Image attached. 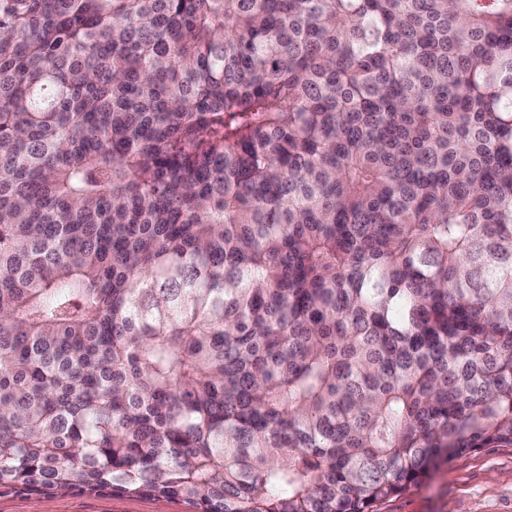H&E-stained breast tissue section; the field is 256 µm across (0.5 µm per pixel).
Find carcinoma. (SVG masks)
I'll list each match as a JSON object with an SVG mask.
<instances>
[{
  "mask_svg": "<svg viewBox=\"0 0 512 512\" xmlns=\"http://www.w3.org/2000/svg\"><path fill=\"white\" fill-rule=\"evenodd\" d=\"M512 445V0H0V488L375 512Z\"/></svg>",
  "mask_w": 512,
  "mask_h": 512,
  "instance_id": "carcinoma-1",
  "label": "carcinoma"
}]
</instances>
